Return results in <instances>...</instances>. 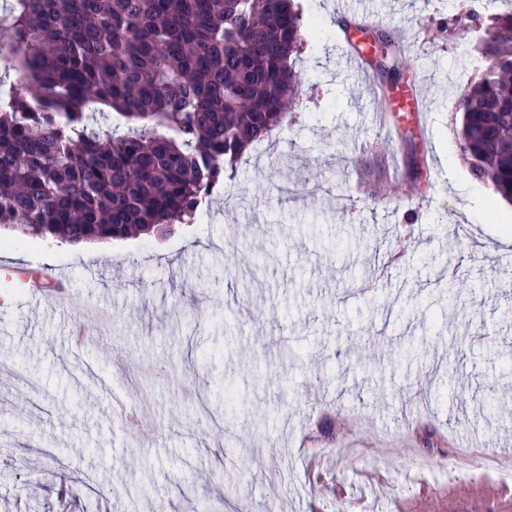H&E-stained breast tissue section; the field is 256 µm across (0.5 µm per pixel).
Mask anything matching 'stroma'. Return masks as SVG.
Returning a JSON list of instances; mask_svg holds the SVG:
<instances>
[{
  "label": "stroma",
  "mask_w": 512,
  "mask_h": 512,
  "mask_svg": "<svg viewBox=\"0 0 512 512\" xmlns=\"http://www.w3.org/2000/svg\"><path fill=\"white\" fill-rule=\"evenodd\" d=\"M348 2L298 0L300 102L207 218L83 255L0 226V512H512V203L453 131L473 0Z\"/></svg>",
  "instance_id": "obj_1"
}]
</instances>
